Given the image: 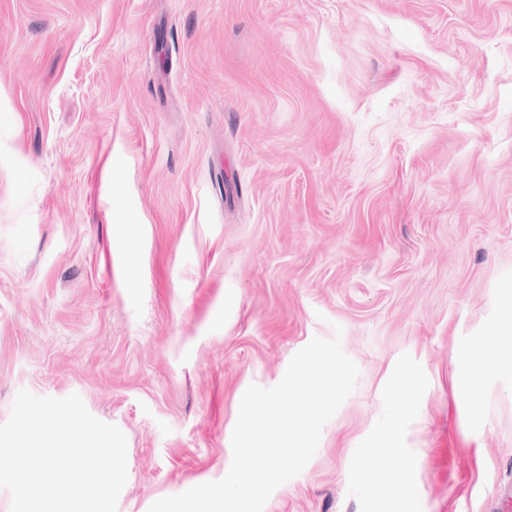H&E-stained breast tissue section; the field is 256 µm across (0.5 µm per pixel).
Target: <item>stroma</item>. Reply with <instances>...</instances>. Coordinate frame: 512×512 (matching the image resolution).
<instances>
[{
  "label": "stroma",
  "mask_w": 512,
  "mask_h": 512,
  "mask_svg": "<svg viewBox=\"0 0 512 512\" xmlns=\"http://www.w3.org/2000/svg\"><path fill=\"white\" fill-rule=\"evenodd\" d=\"M512 0H0V423L79 394L117 512L223 478L249 385L359 368L264 512L512 485ZM504 363L511 366V351L505 353L500 349L497 346V338L494 337L480 353L472 357L471 374L477 378L489 368L499 367Z\"/></svg>",
  "instance_id": "35a3bbf8"
}]
</instances>
